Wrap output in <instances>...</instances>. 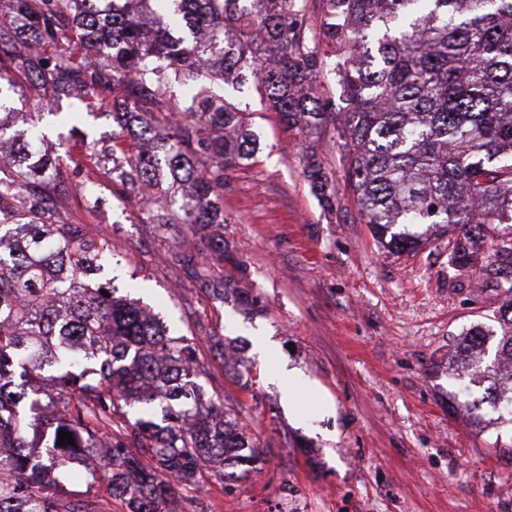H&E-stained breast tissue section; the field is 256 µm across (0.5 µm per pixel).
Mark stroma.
<instances>
[{
  "mask_svg": "<svg viewBox=\"0 0 512 512\" xmlns=\"http://www.w3.org/2000/svg\"><path fill=\"white\" fill-rule=\"evenodd\" d=\"M232 98L249 106L260 149L229 171L224 254L198 271L173 260L194 231L142 223L131 164L105 159L118 130L111 107L93 111L68 95L46 102L23 86L9 94L15 128L39 116L43 135L29 151L62 159L55 190L71 221L112 245L98 282L186 338L205 396L222 399L263 453L237 479L204 471L181 512H512V414L469 409L483 387L453 373L469 333L486 334L484 359L494 360L503 293L478 268L449 265L441 230L413 254L378 242L335 121L291 127L251 87ZM75 133L103 155L99 167L66 156ZM312 154L335 179L333 210L305 177Z\"/></svg>",
  "mask_w": 512,
  "mask_h": 512,
  "instance_id": "stroma-1",
  "label": "stroma"
}]
</instances>
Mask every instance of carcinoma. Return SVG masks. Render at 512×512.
<instances>
[{
    "label": "carcinoma",
    "mask_w": 512,
    "mask_h": 512,
    "mask_svg": "<svg viewBox=\"0 0 512 512\" xmlns=\"http://www.w3.org/2000/svg\"><path fill=\"white\" fill-rule=\"evenodd\" d=\"M318 34L303 0H0V110L23 83L48 96L79 92L112 104L139 129L112 135V156L136 155L134 183L180 197L168 215L138 202L139 218L167 231L224 223V176L259 150L247 111L217 92L250 84L292 125L339 110L350 186L381 244L409 253L434 227L450 233L457 267L477 266L512 292V0H319ZM337 59L341 106L317 95L324 58ZM193 82L187 107L166 97L169 70ZM0 117V512H102L74 503L56 471L110 440L112 496L127 512H179L180 489L205 470L225 477L262 454L203 401L192 346L132 303L93 284L111 257L60 209L61 161L34 158ZM323 206L334 181L309 158ZM491 259L479 256L488 225ZM224 252L202 235L190 258ZM50 368L70 389L44 450H27L39 409L32 371ZM473 407L512 410V369H477ZM138 403L127 423L123 406ZM74 443L57 444L58 432Z\"/></svg>",
    "instance_id": "1"
}]
</instances>
